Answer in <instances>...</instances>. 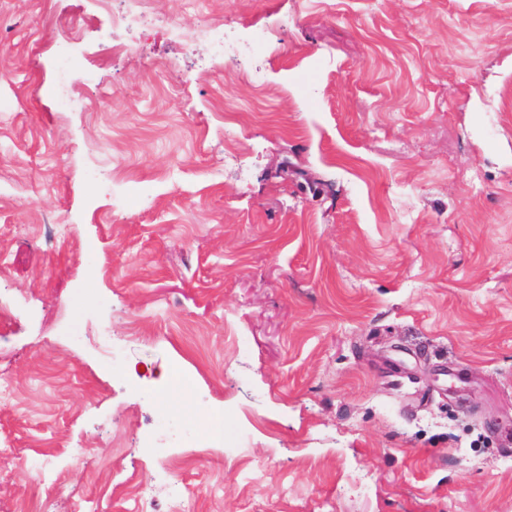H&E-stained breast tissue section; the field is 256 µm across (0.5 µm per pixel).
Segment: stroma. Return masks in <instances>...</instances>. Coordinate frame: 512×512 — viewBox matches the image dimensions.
<instances>
[{
  "label": "stroma",
  "instance_id": "obj_1",
  "mask_svg": "<svg viewBox=\"0 0 512 512\" xmlns=\"http://www.w3.org/2000/svg\"><path fill=\"white\" fill-rule=\"evenodd\" d=\"M123 7L0 0V512H512V0ZM125 3V8L123 11L119 12L115 17V22L117 24H121L126 22L127 20L136 23H143L146 21L149 22H159L165 24L171 30H174L175 23L170 19H160L159 17L154 16L151 13L148 7V0H123Z\"/></svg>",
  "mask_w": 512,
  "mask_h": 512
}]
</instances>
